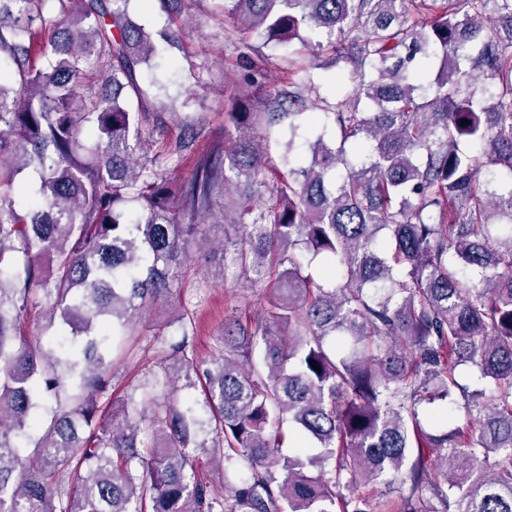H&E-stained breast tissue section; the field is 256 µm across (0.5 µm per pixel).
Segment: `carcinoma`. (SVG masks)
Returning <instances> with one entry per match:
<instances>
[{
    "label": "carcinoma",
    "instance_id": "carcinoma-1",
    "mask_svg": "<svg viewBox=\"0 0 512 512\" xmlns=\"http://www.w3.org/2000/svg\"><path fill=\"white\" fill-rule=\"evenodd\" d=\"M127 4L0 0V512H512V0H224L266 43L346 67L312 139L315 64L265 112L248 88L230 100L238 129L288 121L278 164L246 133L200 148L192 119L171 144L144 135L177 113L149 103L158 45ZM242 180L224 272L275 279L265 323L225 321L205 367L183 334L155 385L100 407L111 340L168 297L199 217ZM41 307L72 330L64 362L21 331ZM457 395L450 430L428 406ZM207 433L222 495L190 452ZM377 483L396 498L375 508Z\"/></svg>",
    "mask_w": 512,
    "mask_h": 512
}]
</instances>
